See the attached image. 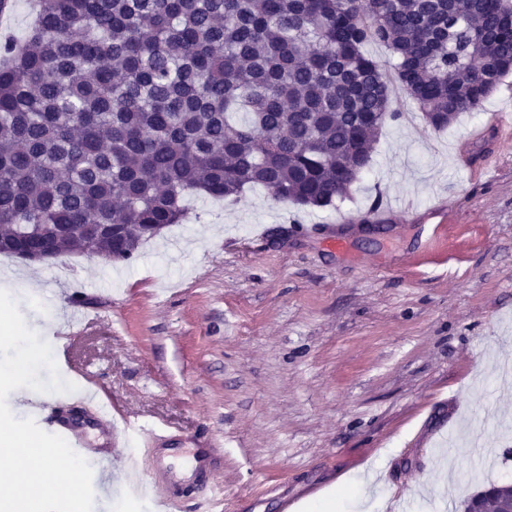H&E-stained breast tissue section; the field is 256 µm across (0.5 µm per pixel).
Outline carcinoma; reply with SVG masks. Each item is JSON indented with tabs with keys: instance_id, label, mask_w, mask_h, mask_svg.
Instances as JSON below:
<instances>
[{
	"instance_id": "cac0c4a2",
	"label": "carcinoma",
	"mask_w": 512,
	"mask_h": 512,
	"mask_svg": "<svg viewBox=\"0 0 512 512\" xmlns=\"http://www.w3.org/2000/svg\"><path fill=\"white\" fill-rule=\"evenodd\" d=\"M371 41L443 129L512 73V0H40L0 43V255L127 262L193 194L343 201L398 117Z\"/></svg>"
}]
</instances>
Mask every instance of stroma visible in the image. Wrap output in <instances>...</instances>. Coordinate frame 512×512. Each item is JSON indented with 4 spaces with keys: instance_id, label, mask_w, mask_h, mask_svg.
<instances>
[{
    "instance_id": "obj_1",
    "label": "stroma",
    "mask_w": 512,
    "mask_h": 512,
    "mask_svg": "<svg viewBox=\"0 0 512 512\" xmlns=\"http://www.w3.org/2000/svg\"><path fill=\"white\" fill-rule=\"evenodd\" d=\"M510 93L512 74L443 130L394 94L414 119L383 128L338 208L282 204L261 187L235 202L195 196L132 261L0 256L13 274L0 290L46 342L75 298L101 306L72 364L161 447L219 441L221 493L194 491L179 512H280L265 481L313 512H454L512 483V139L494 140L489 180L458 156ZM387 196L420 220L389 217L341 251L291 230ZM128 451L118 441L111 467L94 470L93 512H149L121 480ZM309 484L318 495L304 497Z\"/></svg>"
}]
</instances>
